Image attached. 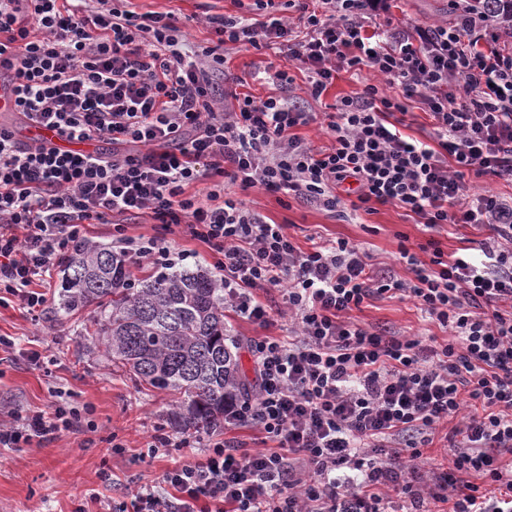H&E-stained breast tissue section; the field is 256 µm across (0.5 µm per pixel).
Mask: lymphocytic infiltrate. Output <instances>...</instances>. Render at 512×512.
Instances as JSON below:
<instances>
[{"mask_svg": "<svg viewBox=\"0 0 512 512\" xmlns=\"http://www.w3.org/2000/svg\"><path fill=\"white\" fill-rule=\"evenodd\" d=\"M301 25L255 0L256 16L218 19L213 45L193 49L171 15L136 14L112 0H0V68L18 112L71 142L106 139L124 153H80L24 143L0 126V305L38 317L36 289L91 225L112 224V245L135 266L171 269L187 250L131 236L125 219L151 216L204 244L224 306L260 327L274 323L261 292L279 290L288 333L251 338L256 394L224 407V427L258 431L239 453L210 437L202 456L144 484L114 512H391L396 499L448 512H512V199L476 192L467 173L512 182V52L493 28L497 0H454L452 25L384 23L392 0H321ZM273 47L308 79L272 76L277 94L227 93L226 46ZM366 84L327 116L318 149L296 130L340 71ZM432 121L428 140L404 132L409 104ZM214 184L205 196L188 187ZM261 187L337 214L391 205L436 231L486 230L493 266L435 239L400 245L410 279L380 276L345 240L301 247L286 225L246 209L231 186ZM392 293L446 328L442 345L355 323L354 310ZM90 406L23 415L0 407V447L51 443ZM452 423L448 464L426 467L436 426ZM408 436L406 448L395 441Z\"/></svg>", "mask_w": 512, "mask_h": 512, "instance_id": "1", "label": "lymphocytic infiltrate"}]
</instances>
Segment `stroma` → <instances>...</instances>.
Returning a JSON list of instances; mask_svg holds the SVG:
<instances>
[{"label": "stroma", "mask_w": 512, "mask_h": 512, "mask_svg": "<svg viewBox=\"0 0 512 512\" xmlns=\"http://www.w3.org/2000/svg\"><path fill=\"white\" fill-rule=\"evenodd\" d=\"M252 0H129L127 7L139 14L170 13L178 17L187 42L205 47L215 34L209 20L223 15H248ZM454 18L451 0H398L393 23L411 19L424 25H442ZM231 75L245 81L246 92L266 97L272 84L253 80L257 67H289L303 79L298 62L288 61L276 49L261 51L237 48L226 53ZM247 207L267 222L287 225L300 246L309 238L345 239L368 252L379 271L402 272L399 262L401 237L417 243L427 238L413 219L392 206L375 213L330 214L299 199L253 188L245 194ZM57 290H50L39 319L23 311L0 307V335L13 337L16 352L0 356V404L22 412L49 410L55 403L51 388L64 391L65 401L90 404L96 431L67 432L49 444H34L19 450L0 449V506L8 512H110L122 489H136L157 482L163 471L199 457L200 449L182 448L166 457H150L144 447L148 435L161 431L174 437L183 430L169 410L170 397L137 387L104 354L95 337L96 317L83 310L57 323L54 317ZM354 317L366 327L403 336L435 335L445 331L430 322L413 301L381 298L365 302ZM41 355L42 367L26 359L27 352ZM121 442L120 450L109 447L110 438ZM109 468L115 479L107 485L100 468Z\"/></svg>", "instance_id": "1"}]
</instances>
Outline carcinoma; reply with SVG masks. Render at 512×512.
<instances>
[{"label":"carcinoma","mask_w":512,"mask_h":512,"mask_svg":"<svg viewBox=\"0 0 512 512\" xmlns=\"http://www.w3.org/2000/svg\"><path fill=\"white\" fill-rule=\"evenodd\" d=\"M61 267L55 314L93 308L112 364L172 396L182 427L219 426L224 404L251 392L224 322V289L209 270L136 278L128 256L98 242L73 248Z\"/></svg>","instance_id":"cac0c4a2"}]
</instances>
